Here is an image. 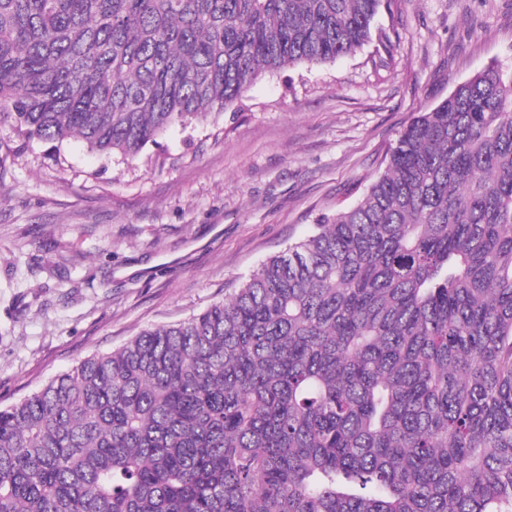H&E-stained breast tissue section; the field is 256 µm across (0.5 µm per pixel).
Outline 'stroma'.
<instances>
[{
  "instance_id": "stroma-1",
  "label": "stroma",
  "mask_w": 512,
  "mask_h": 512,
  "mask_svg": "<svg viewBox=\"0 0 512 512\" xmlns=\"http://www.w3.org/2000/svg\"><path fill=\"white\" fill-rule=\"evenodd\" d=\"M490 67L512 74V0H392L356 53L266 75L137 159L0 139V406L222 301Z\"/></svg>"
}]
</instances>
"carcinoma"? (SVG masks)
<instances>
[{
	"label": "carcinoma",
	"mask_w": 512,
	"mask_h": 512,
	"mask_svg": "<svg viewBox=\"0 0 512 512\" xmlns=\"http://www.w3.org/2000/svg\"><path fill=\"white\" fill-rule=\"evenodd\" d=\"M383 3L0 0V137L133 160ZM0 512H512V75L224 300L1 406Z\"/></svg>",
	"instance_id": "carcinoma-1"
}]
</instances>
